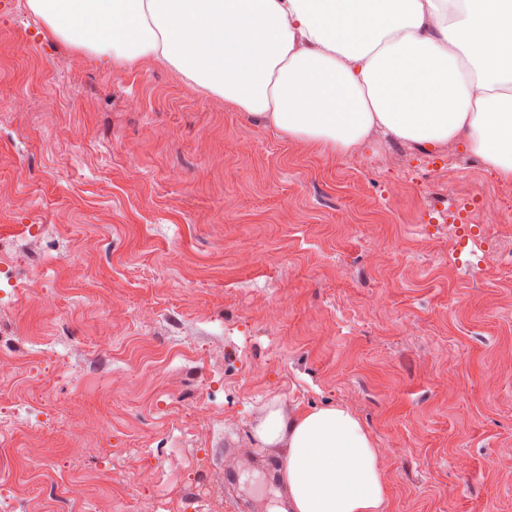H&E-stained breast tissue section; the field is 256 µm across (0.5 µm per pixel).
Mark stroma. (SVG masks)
<instances>
[{"label":"stroma","mask_w":512,"mask_h":512,"mask_svg":"<svg viewBox=\"0 0 512 512\" xmlns=\"http://www.w3.org/2000/svg\"><path fill=\"white\" fill-rule=\"evenodd\" d=\"M0 86V512L268 506L281 483L227 485L224 455L279 469L273 403L356 416L384 512H512V223L457 257L448 222L512 183L456 144L284 137L27 0H0Z\"/></svg>","instance_id":"1"}]
</instances>
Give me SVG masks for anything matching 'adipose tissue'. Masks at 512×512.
<instances>
[{
    "label": "adipose tissue",
    "mask_w": 512,
    "mask_h": 512,
    "mask_svg": "<svg viewBox=\"0 0 512 512\" xmlns=\"http://www.w3.org/2000/svg\"><path fill=\"white\" fill-rule=\"evenodd\" d=\"M47 36L196 90L341 154L371 133L456 143L512 183V0H27ZM292 512H383V470L346 408H268Z\"/></svg>",
    "instance_id": "1"
}]
</instances>
